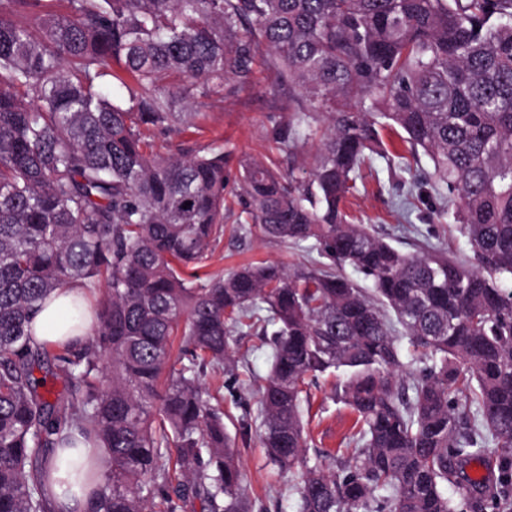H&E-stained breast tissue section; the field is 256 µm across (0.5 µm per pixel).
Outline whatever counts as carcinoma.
<instances>
[{"mask_svg": "<svg viewBox=\"0 0 512 512\" xmlns=\"http://www.w3.org/2000/svg\"><path fill=\"white\" fill-rule=\"evenodd\" d=\"M55 2L0 0V512H57L47 467L77 441L105 453L100 478L68 465L86 512H246L224 397L200 381L244 328L272 351L260 439L299 472V512L512 509V0ZM265 53L301 93L277 142L322 114L331 130L306 177L242 158L245 213L369 292L308 266L199 275L224 234V152L164 156L141 128L189 125L181 105L251 85ZM387 128L456 195L476 266L348 222ZM100 277L95 338L34 339L47 298ZM339 370L358 430L336 474L307 466L301 394Z\"/></svg>", "mask_w": 512, "mask_h": 512, "instance_id": "1", "label": "carcinoma"}]
</instances>
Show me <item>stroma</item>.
<instances>
[{
	"label": "stroma",
	"mask_w": 512,
	"mask_h": 512,
	"mask_svg": "<svg viewBox=\"0 0 512 512\" xmlns=\"http://www.w3.org/2000/svg\"><path fill=\"white\" fill-rule=\"evenodd\" d=\"M288 106L287 88L278 85L272 71L260 68L251 86L240 88L230 82L223 99H197L191 106L196 114L193 127L142 131L155 150L165 155L188 147L224 151L228 178L224 235L213 248L205 274L216 275L252 261L293 268L320 259L312 242L285 244L263 237L258 227L249 223L242 204L240 158L264 161L285 174L309 165L322 145L328 128L324 121L294 146L278 147L274 134L288 124ZM431 170L432 163L425 156L411 174L397 161L375 159L372 167L363 170L358 190L347 197L344 210L350 223L373 225L401 251L412 253L431 245L447 249L457 260L472 261L471 247L457 229L449 198L440 196L432 185ZM238 344L242 359L235 369L225 370L219 377L209 372L201 376L206 387L222 390L224 424L232 435L238 431L240 417H257L258 389L270 371L269 352L257 337H239ZM343 380V373L338 372L309 383L308 399L302 404L305 427L313 439L308 457L326 470L338 471L345 465L346 449L355 432L354 414L336 396ZM240 450L249 512H297L294 477L278 473L269 463L258 435L249 434Z\"/></svg>",
	"instance_id": "1"
}]
</instances>
